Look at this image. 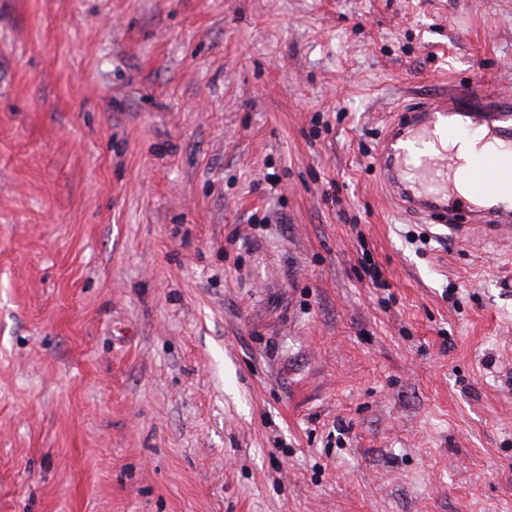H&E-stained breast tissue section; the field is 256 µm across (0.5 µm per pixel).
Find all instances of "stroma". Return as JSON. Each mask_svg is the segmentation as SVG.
<instances>
[{
    "mask_svg": "<svg viewBox=\"0 0 512 512\" xmlns=\"http://www.w3.org/2000/svg\"><path fill=\"white\" fill-rule=\"evenodd\" d=\"M462 84L512 0H0V512H512V241L372 165Z\"/></svg>",
    "mask_w": 512,
    "mask_h": 512,
    "instance_id": "35a3bbf8",
    "label": "stroma"
}]
</instances>
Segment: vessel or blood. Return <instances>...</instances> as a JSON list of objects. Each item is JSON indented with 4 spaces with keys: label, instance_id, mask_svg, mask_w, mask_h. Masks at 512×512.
<instances>
[{
    "label": "vessel or blood",
    "instance_id": "b4317fda",
    "mask_svg": "<svg viewBox=\"0 0 512 512\" xmlns=\"http://www.w3.org/2000/svg\"><path fill=\"white\" fill-rule=\"evenodd\" d=\"M483 132L504 142L507 154L471 158L461 177L460 195L448 176L447 154L414 152L424 140L452 139ZM374 166L400 211L447 228L463 243L476 235L512 240V95L457 86L447 94L408 104L388 127Z\"/></svg>",
    "mask_w": 512,
    "mask_h": 512
}]
</instances>
